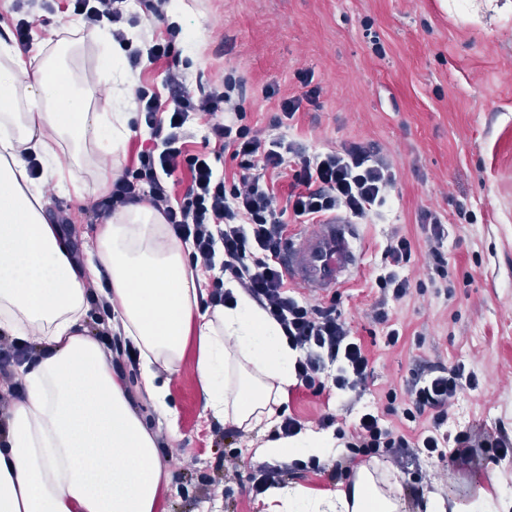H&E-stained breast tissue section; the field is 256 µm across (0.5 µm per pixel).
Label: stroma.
I'll use <instances>...</instances> for the list:
<instances>
[{
    "label": "stroma",
    "mask_w": 512,
    "mask_h": 512,
    "mask_svg": "<svg viewBox=\"0 0 512 512\" xmlns=\"http://www.w3.org/2000/svg\"><path fill=\"white\" fill-rule=\"evenodd\" d=\"M71 14L70 0H53L34 47L78 30ZM170 20L181 32L169 56L126 66L129 93L146 89L168 99L166 79L174 73L195 94L232 70L242 80L247 123L267 131L280 99L312 88L316 97L297 112L289 139L312 151L372 144L397 172L387 205L355 223L359 272L319 299L335 305L361 339L372 369L366 387L358 394L332 387L315 396L292 386L281 408L312 430L322 416H335L348 449L316 465L289 459L284 484L333 490L374 461L398 477L409 512H425L434 496L466 504L482 490L512 495V459L449 469L415 448L423 422L402 417L417 372L462 363L479 386L461 396L449 434L479 430L512 440V14L500 13L492 0H475L465 17L444 0H172ZM303 72L312 75L310 86L301 84ZM76 176L82 195L52 179L41 188L51 223L85 260L103 222L91 205L106 192L93 169ZM427 212L448 227L444 278L427 255ZM395 231L417 248L404 271L411 293L398 301L376 284ZM380 306L401 331L396 346H386V330L374 320ZM124 383L157 437L170 479L166 512H263L251 487L276 461L256 450L278 437V427L244 432L207 416L189 359L169 384L177 437L144 391L140 369L126 371ZM366 410L404 435L408 447L385 448L370 459L351 448L352 425Z\"/></svg>",
    "instance_id": "35a3bbf8"
}]
</instances>
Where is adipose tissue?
Listing matches in <instances>:
<instances>
[{
  "label": "adipose tissue",
  "mask_w": 512,
  "mask_h": 512,
  "mask_svg": "<svg viewBox=\"0 0 512 512\" xmlns=\"http://www.w3.org/2000/svg\"><path fill=\"white\" fill-rule=\"evenodd\" d=\"M88 37L105 47L98 65L109 77L106 112L93 111V92L56 56L29 71L0 37V332L44 352L21 366L26 394L0 437V512H164L168 477L156 436L88 327V289L100 278L109 280L115 327L138 345L143 385L159 408L169 394L160 373L176 375L189 355L204 411L241 430L271 424L295 382V352L282 328L235 281L227 283L234 305L201 308L189 250L160 212L117 208L82 267L48 222L24 149L63 187L73 176L59 167V149L68 148L73 167L88 162V146L115 153L135 117L121 85L124 50L105 29ZM332 450L344 448L306 429L260 452L322 458ZM376 472L360 467L350 485L326 493L272 487L264 512H407L399 482L379 481Z\"/></svg>",
  "instance_id": "adipose-tissue-1"
}]
</instances>
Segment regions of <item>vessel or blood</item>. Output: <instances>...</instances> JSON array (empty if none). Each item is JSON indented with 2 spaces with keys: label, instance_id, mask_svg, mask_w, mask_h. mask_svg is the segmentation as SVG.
Here are the masks:
<instances>
[{
  "label": "vessel or blood",
  "instance_id": "obj_1",
  "mask_svg": "<svg viewBox=\"0 0 512 512\" xmlns=\"http://www.w3.org/2000/svg\"><path fill=\"white\" fill-rule=\"evenodd\" d=\"M355 240L347 218L324 219L290 244L286 259L289 278L313 295L341 286L360 267Z\"/></svg>",
  "mask_w": 512,
  "mask_h": 512
}]
</instances>
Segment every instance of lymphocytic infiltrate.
<instances>
[{"label":"lymphocytic infiltrate","mask_w":512,"mask_h":512,"mask_svg":"<svg viewBox=\"0 0 512 512\" xmlns=\"http://www.w3.org/2000/svg\"><path fill=\"white\" fill-rule=\"evenodd\" d=\"M129 0H73L72 13L85 27L110 26L112 36L124 48L129 61L155 64L168 56L169 41H135L126 32L132 17ZM241 79L225 73L220 84L200 91L198 97L183 92L177 77H170L169 104L158 95L141 90L136 107L150 131L152 148L138 154L136 169L112 179L107 197L93 203L92 211H113L128 204L148 203L160 212L175 236L191 248L194 267L230 276L282 327L290 346L298 351L297 385L314 394L327 384L336 389L361 391L370 374V360L361 339L351 331L335 306L311 304L288 287L279 256L288 240L286 212L305 223L317 224L342 212L362 218L384 207L396 181L388 157L372 144L350 143L329 152H307L287 135H264L245 124V108L239 96ZM203 116L211 152L192 154L186 148V126ZM231 153L240 172L226 180L215 169V159ZM288 179V202L279 208L275 182ZM179 178L182 193L169 192L163 179ZM389 266L378 277L379 287L391 290L395 299L410 292V282L400 269L416 259L414 243L405 236H391L383 250ZM335 367L333 382L325 371ZM479 384L464 365L445 370L423 369L409 393L403 417L413 422L428 417L416 445L428 457L449 463L496 462L512 457V443L486 433L449 437V412L465 390ZM355 445L362 454L382 448H404L403 435L366 411L353 425Z\"/></svg>","instance_id":"obj_1"}]
</instances>
